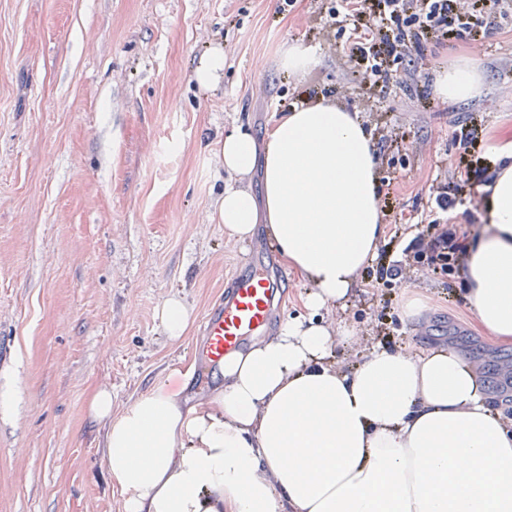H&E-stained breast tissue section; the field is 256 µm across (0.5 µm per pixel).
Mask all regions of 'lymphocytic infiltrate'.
Wrapping results in <instances>:
<instances>
[{
  "label": "lymphocytic infiltrate",
  "instance_id": "f902f5d3",
  "mask_svg": "<svg viewBox=\"0 0 512 512\" xmlns=\"http://www.w3.org/2000/svg\"><path fill=\"white\" fill-rule=\"evenodd\" d=\"M488 3L494 17L512 14V0H337L328 15L343 23L337 55L356 60L360 84L374 85L389 78L385 56L401 46L420 53L432 39L456 38ZM429 199L442 214V223L415 233L406 225H395L391 249L378 256L381 278L405 280L420 268L435 274L466 269L468 248L457 234L455 202L448 196L447 183L433 181Z\"/></svg>",
  "mask_w": 512,
  "mask_h": 512
}]
</instances>
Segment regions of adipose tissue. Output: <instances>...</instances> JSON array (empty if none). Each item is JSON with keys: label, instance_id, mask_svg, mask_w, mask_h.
<instances>
[{"label": "adipose tissue", "instance_id": "ef3b65f1", "mask_svg": "<svg viewBox=\"0 0 512 512\" xmlns=\"http://www.w3.org/2000/svg\"><path fill=\"white\" fill-rule=\"evenodd\" d=\"M443 102L472 99L468 62L436 72ZM226 171L263 167V196L232 185L214 219L230 243L266 218L288 265L313 285L309 309L342 299L381 242L376 156L357 111L335 100L283 113L264 144L234 127L215 144ZM487 224L466 271L486 334L512 340V148L497 154ZM355 330L291 318L225 356L222 386L190 405L163 392L120 415L112 393L104 462L125 512H512V433L488 405L480 368L452 348L367 350L353 373L329 362Z\"/></svg>", "mask_w": 512, "mask_h": 512}]
</instances>
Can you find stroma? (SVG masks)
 I'll use <instances>...</instances> for the list:
<instances>
[{
  "mask_svg": "<svg viewBox=\"0 0 512 512\" xmlns=\"http://www.w3.org/2000/svg\"><path fill=\"white\" fill-rule=\"evenodd\" d=\"M334 0H0V512H125L104 463L107 426L92 396L112 392L120 414L161 389L191 401L219 383L197 357L202 317L242 268L280 275L279 319L355 329L363 348L455 345L481 360L498 414L512 413V342L487 336L466 299L464 272H414L372 290L354 284L319 311L310 282L271 250L265 223L233 248L211 215L230 177L212 146L232 127L264 140L277 116L328 97L356 108L378 153L395 224L434 218L429 186L451 171L457 231L485 224L486 190L455 176L461 139L478 133L484 157L512 146V18L476 53L463 39L403 53L389 82L360 85L339 59ZM318 62L285 76L288 45ZM222 76L199 89L193 70L212 47ZM470 57L479 97L435 99V69ZM426 141L417 156L401 138ZM191 309L181 341L159 318L169 297Z\"/></svg>",
  "mask_w": 512,
  "mask_h": 512,
  "instance_id": "1",
  "label": "stroma"
}]
</instances>
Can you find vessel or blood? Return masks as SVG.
<instances>
[{"label":"vessel or blood","mask_w":512,"mask_h":512,"mask_svg":"<svg viewBox=\"0 0 512 512\" xmlns=\"http://www.w3.org/2000/svg\"><path fill=\"white\" fill-rule=\"evenodd\" d=\"M273 281L258 270L235 273L224 298L204 317L202 354L213 368L273 318Z\"/></svg>","instance_id":"vessel-or-blood-1"}]
</instances>
